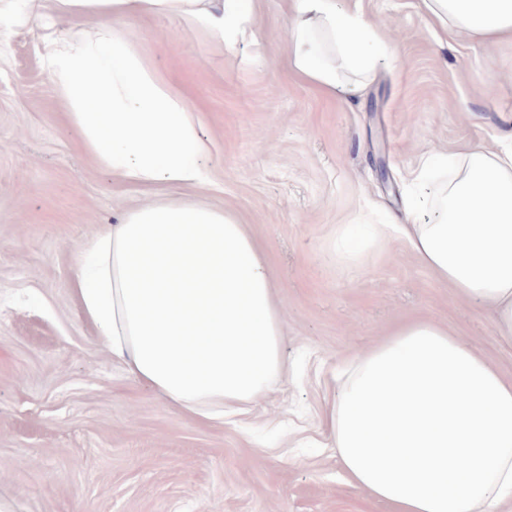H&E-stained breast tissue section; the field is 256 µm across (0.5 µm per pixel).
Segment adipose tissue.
<instances>
[{"label": "adipose tissue", "instance_id": "1", "mask_svg": "<svg viewBox=\"0 0 512 512\" xmlns=\"http://www.w3.org/2000/svg\"><path fill=\"white\" fill-rule=\"evenodd\" d=\"M92 29L49 34L44 62L87 151L119 180L196 188L207 143L188 99L135 51L127 27L150 14L192 20L215 41L255 42L259 0H52ZM443 39L512 40V0H418ZM288 58L330 92L362 93L391 59L382 25L340 0H290ZM496 151L431 155L451 170L432 217L402 227L413 254L512 342V132ZM75 294L114 365L199 420L259 400L287 372L284 318L264 257L243 224L195 200L128 208L76 256ZM327 414L350 480L395 512H500L512 499V381L430 320L402 323L349 360Z\"/></svg>", "mask_w": 512, "mask_h": 512}]
</instances>
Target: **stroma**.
<instances>
[{
    "label": "stroma",
    "mask_w": 512,
    "mask_h": 512,
    "mask_svg": "<svg viewBox=\"0 0 512 512\" xmlns=\"http://www.w3.org/2000/svg\"><path fill=\"white\" fill-rule=\"evenodd\" d=\"M360 2L395 58L356 98L289 70L288 0H261L245 47L178 15L130 25L129 41L191 100L210 146V183L193 191L126 184L85 149L43 62L38 16L50 0H19L28 21L0 23V497L15 512H393L351 483L331 446L337 368L423 317L512 378V343L491 312L421 266L402 234L356 261L334 248L339 225L401 212L430 152L499 148L512 130V42L442 47L415 0ZM161 197L235 215L283 307L288 377L220 422L113 368L74 293L84 242Z\"/></svg>",
    "instance_id": "obj_1"
}]
</instances>
